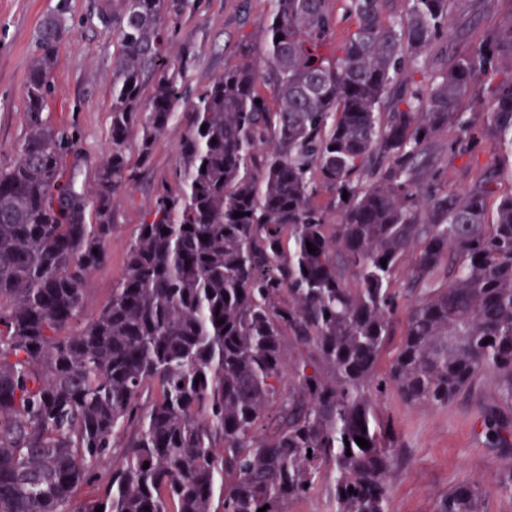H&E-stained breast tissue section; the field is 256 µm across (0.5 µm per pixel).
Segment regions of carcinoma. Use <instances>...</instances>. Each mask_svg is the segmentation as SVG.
Masks as SVG:
<instances>
[{
    "label": "carcinoma",
    "mask_w": 512,
    "mask_h": 512,
    "mask_svg": "<svg viewBox=\"0 0 512 512\" xmlns=\"http://www.w3.org/2000/svg\"><path fill=\"white\" fill-rule=\"evenodd\" d=\"M266 2L241 61L190 97L169 46L200 0H104L120 52L88 195L62 182L74 142L44 116L67 21L42 22L0 168V512H288L322 483L336 512H388L400 442L371 390L400 314V397L444 405L492 373L507 410L482 433L512 448V78L495 81L512 16L418 80L450 18L463 31L496 0H344L339 41L332 0ZM483 81L486 111H463ZM186 98L175 185L84 323L117 193ZM447 129L450 157L497 153L461 191ZM434 512H482L481 491L457 484Z\"/></svg>",
    "instance_id": "cac0c4a2"
}]
</instances>
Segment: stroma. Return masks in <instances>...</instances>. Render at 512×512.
Returning a JSON list of instances; mask_svg holds the SVG:
<instances>
[{"mask_svg":"<svg viewBox=\"0 0 512 512\" xmlns=\"http://www.w3.org/2000/svg\"><path fill=\"white\" fill-rule=\"evenodd\" d=\"M101 0H0V168L12 166L25 136L24 81L44 18L64 10L62 35L46 117L76 137L65 177L78 189L94 184L109 148L112 60L120 51L111 25L102 22ZM266 21L263 0H201L184 19L171 54L186 59L185 82L200 89L239 60L238 44L256 37ZM159 137L140 179L118 193L107 245L109 258L89 278L83 321L95 318L112 296L138 224L153 208L158 187L171 180L177 147L186 129L187 103ZM374 399L389 414L404 446L388 475L390 512H433L440 494L461 482L481 487L485 512H512V492L500 482L512 472V449L487 447L476 423L479 412L499 403L496 380L487 374L445 405L406 404L392 385Z\"/></svg>","mask_w":512,"mask_h":512,"instance_id":"1","label":"stroma"}]
</instances>
